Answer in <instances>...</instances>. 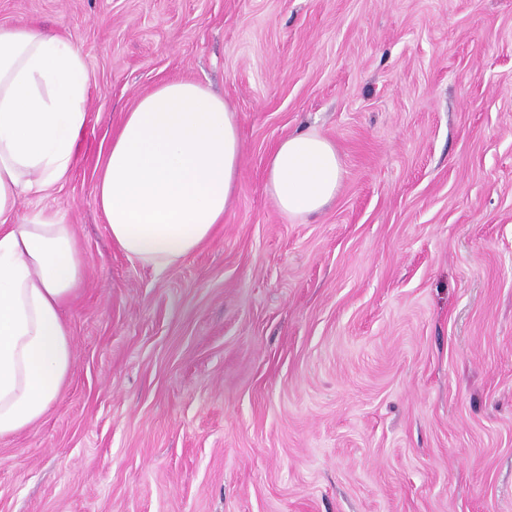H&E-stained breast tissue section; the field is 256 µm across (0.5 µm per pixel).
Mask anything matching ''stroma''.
Here are the masks:
<instances>
[{"label":"stroma","mask_w":512,"mask_h":512,"mask_svg":"<svg viewBox=\"0 0 512 512\" xmlns=\"http://www.w3.org/2000/svg\"><path fill=\"white\" fill-rule=\"evenodd\" d=\"M93 76L65 181L74 364L0 439V512H512V0H0ZM188 78L242 137L213 238L156 273L98 173L124 112ZM314 130L343 167L308 219L265 191Z\"/></svg>","instance_id":"obj_1"}]
</instances>
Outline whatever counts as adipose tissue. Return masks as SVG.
Here are the masks:
<instances>
[{
    "mask_svg": "<svg viewBox=\"0 0 512 512\" xmlns=\"http://www.w3.org/2000/svg\"><path fill=\"white\" fill-rule=\"evenodd\" d=\"M91 73L71 39L0 26V438L54 403L73 366L61 312L84 278L71 225L20 199L64 180L87 121ZM241 136L223 98L192 80L164 82L125 112L100 168L96 199L112 240L162 272L209 240L238 187ZM342 163L316 132L282 139L267 170L278 209L305 217L336 196Z\"/></svg>",
    "mask_w": 512,
    "mask_h": 512,
    "instance_id": "ef3b65f1",
    "label": "adipose tissue"
}]
</instances>
